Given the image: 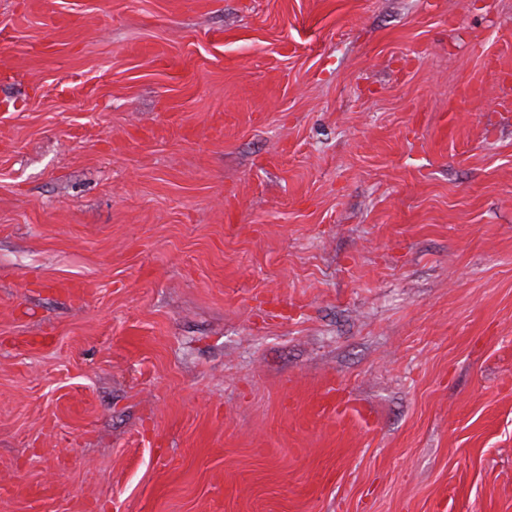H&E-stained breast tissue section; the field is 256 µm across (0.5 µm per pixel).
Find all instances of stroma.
<instances>
[{
	"mask_svg": "<svg viewBox=\"0 0 512 512\" xmlns=\"http://www.w3.org/2000/svg\"><path fill=\"white\" fill-rule=\"evenodd\" d=\"M1 54L0 512H512V0H0Z\"/></svg>",
	"mask_w": 512,
	"mask_h": 512,
	"instance_id": "obj_1",
	"label": "stroma"
}]
</instances>
